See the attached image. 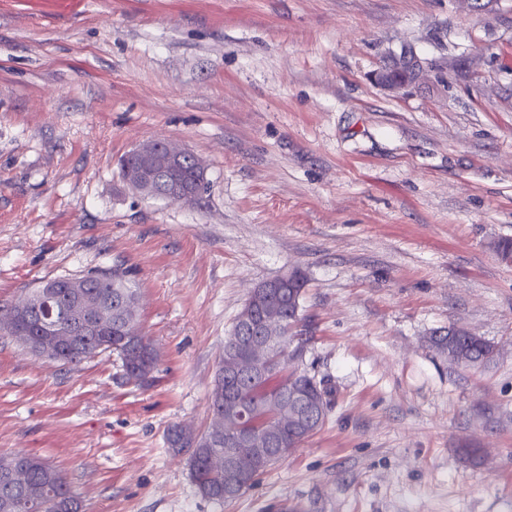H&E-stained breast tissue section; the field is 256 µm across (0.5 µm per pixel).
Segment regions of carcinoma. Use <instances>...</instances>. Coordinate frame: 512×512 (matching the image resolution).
<instances>
[{
	"label": "carcinoma",
	"mask_w": 512,
	"mask_h": 512,
	"mask_svg": "<svg viewBox=\"0 0 512 512\" xmlns=\"http://www.w3.org/2000/svg\"><path fill=\"white\" fill-rule=\"evenodd\" d=\"M88 282L86 292L93 299H103L112 309L123 308L124 299L138 294L135 281L129 271L114 270L102 275L94 272L83 275ZM306 278L299 274L287 284L278 287L270 281L268 288H256L248 303L255 310L254 326L262 323L261 315L282 330L284 346L295 344L283 361L270 366L268 373L254 378L246 372H222L215 380L211 392V409L215 424L198 435L183 427L175 426L168 431L167 442L176 453H188L191 475L198 492L213 501L224 502L238 497L254 486L258 478L286 456L289 449L312 435L315 429L295 428L290 420L292 406L289 403L290 386L301 383L310 385L312 397L318 398L325 407L331 405L329 392L324 384L305 373L288 371V362L302 355L305 339L302 334L292 333L300 322V314ZM40 307H31L24 313L14 308H0V324L9 322L14 329V339L21 345L33 347L36 341L46 342L68 351L67 364L78 365L101 352L99 345L115 351L122 360L129 378L143 382L147 372L154 371L157 349L146 336L133 343L126 339L123 325L112 322L106 334L97 336H48L28 324V317L42 316ZM240 318H235L229 336L224 341V362L232 365L238 360L237 330ZM429 347L438 354L458 360L464 358L471 367L491 361L495 346L482 336L455 326L441 328L428 337ZM239 393L241 400L254 412V421L274 431L270 448H251L238 439L235 414L224 406L226 381ZM40 506L44 512H81V502L72 492L61 472L44 459L34 456L25 465L18 455L0 456V512H23L27 506Z\"/></svg>",
	"instance_id": "cac0c4a2"
}]
</instances>
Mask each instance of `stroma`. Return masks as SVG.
Instances as JSON below:
<instances>
[{"mask_svg":"<svg viewBox=\"0 0 512 512\" xmlns=\"http://www.w3.org/2000/svg\"><path fill=\"white\" fill-rule=\"evenodd\" d=\"M421 71L391 88L401 55ZM161 139L197 203L132 195ZM512 0H0V306L129 270L158 349L49 364L0 335V454L50 462L83 512H512ZM308 279L298 371L325 425L238 498L202 497L176 424L212 423L251 290ZM456 325L495 358L430 350ZM478 449L472 465L459 449ZM138 157L140 164L136 167L126 166L123 173V164H136L139 160ZM185 157H192L196 176L201 174L205 177L204 162L191 150L176 148L158 140L140 143L134 149L129 150L120 160L119 174L120 177L123 174V186L128 191L144 198L160 195L165 200L196 202L199 197L196 189L182 186L170 178L179 170V165ZM156 169H163L167 173L166 183L161 188L155 177ZM194 170L192 163L184 159L181 165V177L185 182L194 183Z\"/></svg>","mask_w":512,"mask_h":512,"instance_id":"1","label":"stroma"}]
</instances>
